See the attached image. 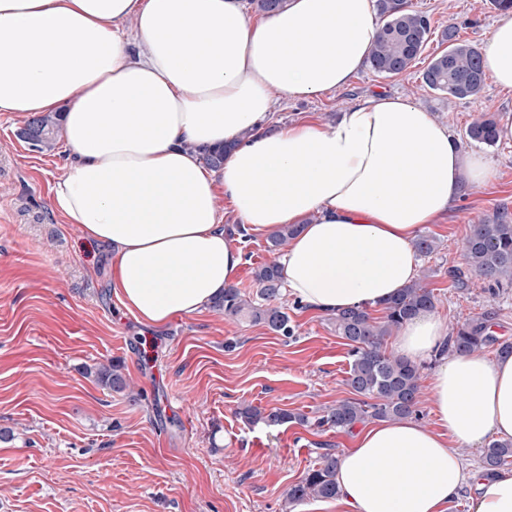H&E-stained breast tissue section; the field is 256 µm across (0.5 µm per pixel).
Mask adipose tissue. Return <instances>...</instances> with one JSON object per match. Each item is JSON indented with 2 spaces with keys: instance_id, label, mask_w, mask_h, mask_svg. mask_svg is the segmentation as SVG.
Returning <instances> with one entry per match:
<instances>
[{
  "instance_id": "adipose-tissue-1",
  "label": "adipose tissue",
  "mask_w": 512,
  "mask_h": 512,
  "mask_svg": "<svg viewBox=\"0 0 512 512\" xmlns=\"http://www.w3.org/2000/svg\"><path fill=\"white\" fill-rule=\"evenodd\" d=\"M374 0H287L258 22L244 0H0V112L61 115L68 168L53 205L113 255L111 288L157 329L223 295L244 262L217 208L250 233L298 231L277 258L284 292L336 314L373 307L418 274L415 241L464 185L496 174L410 99L370 96L335 124L270 126L273 92L314 98L347 87L379 24ZM134 18L136 27L121 24ZM512 90V13L483 51ZM227 146L220 167L203 150ZM448 325L421 311L397 357L433 358L437 425L413 418L357 431L339 458L344 512H512V469L491 477L459 450L512 439V355L446 352Z\"/></svg>"
}]
</instances>
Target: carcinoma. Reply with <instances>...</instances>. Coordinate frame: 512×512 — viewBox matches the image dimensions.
Listing matches in <instances>:
<instances>
[{
	"label": "carcinoma",
	"instance_id": "carcinoma-1",
	"mask_svg": "<svg viewBox=\"0 0 512 512\" xmlns=\"http://www.w3.org/2000/svg\"><path fill=\"white\" fill-rule=\"evenodd\" d=\"M380 32L368 55L370 69L384 77L406 72L423 53L434 34L429 17L412 9L408 0H376ZM441 41L448 49L434 56L422 72L423 83L432 91L446 93L464 100L479 96L485 86L481 49L458 37V27L448 25L441 32ZM60 115L44 114L33 119L38 131V151L54 148ZM497 122L492 115L482 114L468 128L471 140L487 146L497 143ZM296 233L292 225H284L269 237L268 251L275 252L288 244ZM419 255L430 257L436 253V240L421 234L415 243ZM463 265L448 270L453 286L466 290L472 279L484 284L490 298L512 288V219L502 212L493 220L471 225L462 245ZM261 302L244 298L241 290L230 286L224 296L213 304V309L236 317L247 315L254 323L263 324L270 332L288 338L294 327L285 308L277 304L281 292L278 266L270 261L253 270ZM436 296L424 279L412 281L382 307L381 319L372 317L370 308L362 306L339 312L331 319L336 332L349 346V370L346 385L353 397L342 399L325 408L314 421L302 413H291L280 408L248 407L241 411L248 423L282 426L290 422L313 424L338 431H349L356 424L368 420H396L418 412L421 394V366L403 360L386 351L385 337L391 335L405 320L423 309L435 307ZM491 312L472 316L458 324L448 337V350L456 353L478 351L498 345V353L512 354L511 342H498L489 331ZM97 382L116 393L128 390L122 363L113 361L94 371ZM484 469L491 473L512 462V440H495L484 450ZM338 457L331 450L319 454L316 467L308 470L302 479L286 493L285 504L293 507L307 499L332 500L337 495L336 468Z\"/></svg>",
	"mask_w": 512,
	"mask_h": 512
}]
</instances>
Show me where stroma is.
<instances>
[{
    "instance_id": "35a3bbf8",
    "label": "stroma",
    "mask_w": 512,
    "mask_h": 512,
    "mask_svg": "<svg viewBox=\"0 0 512 512\" xmlns=\"http://www.w3.org/2000/svg\"><path fill=\"white\" fill-rule=\"evenodd\" d=\"M411 2L433 29L456 24L480 47L500 16L491 0ZM443 49L431 39L407 72L366 69L316 98L274 93L272 120L329 124L359 98L384 93L409 98L462 138L480 114H512V93L490 82L474 100L424 86L421 71ZM24 123L0 112V429L11 433L0 440V512H340L321 499L288 511L284 495L317 464L320 447L342 453L351 432L249 425L238 415L249 405L313 419L349 397L348 347L331 317L288 298V338L210 308L159 330L143 326L109 286V252L52 205L64 141L30 151L18 136ZM486 154L495 181L465 186L447 219L427 226L439 248L420 266L449 325L489 310L493 335L512 342V288L493 299L482 284L462 291L448 277L471 225L512 212V142ZM116 359L138 400L82 372Z\"/></svg>"
}]
</instances>
